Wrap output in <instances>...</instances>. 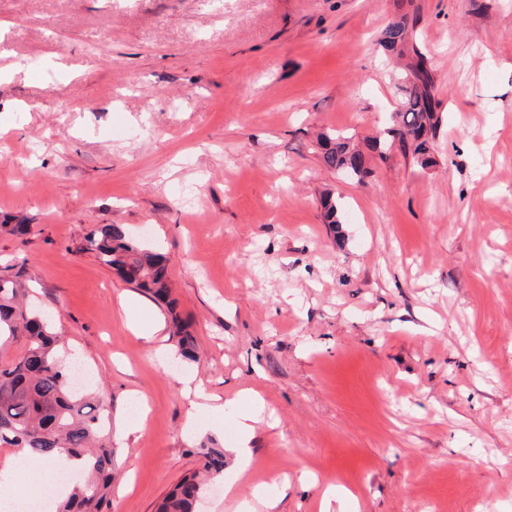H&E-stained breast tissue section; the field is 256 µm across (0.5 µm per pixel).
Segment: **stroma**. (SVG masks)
<instances>
[{"label": "stroma", "instance_id": "stroma-1", "mask_svg": "<svg viewBox=\"0 0 512 512\" xmlns=\"http://www.w3.org/2000/svg\"><path fill=\"white\" fill-rule=\"evenodd\" d=\"M405 14L432 164L395 146L347 179L317 136L384 139ZM0 47V278L24 271L111 413L106 512H156L210 438L198 512L263 482L273 512H512V0H0ZM103 224L166 254L198 361L85 251ZM185 379L225 406L194 432ZM415 27L416 18L410 22L408 17H403L400 21L390 24L382 33L381 47L387 52H398L402 55L403 50L410 43ZM258 421V416L253 413L242 415L238 420V425L242 432L243 440L239 448H233L232 450L237 457L239 469L244 468L249 460L250 448L248 447V443L252 437L254 429L253 423Z\"/></svg>", "mask_w": 512, "mask_h": 512}]
</instances>
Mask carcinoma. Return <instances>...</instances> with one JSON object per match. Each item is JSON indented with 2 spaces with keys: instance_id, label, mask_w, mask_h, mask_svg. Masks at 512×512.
I'll return each instance as SVG.
<instances>
[{
  "instance_id": "cac0c4a2",
  "label": "carcinoma",
  "mask_w": 512,
  "mask_h": 512,
  "mask_svg": "<svg viewBox=\"0 0 512 512\" xmlns=\"http://www.w3.org/2000/svg\"><path fill=\"white\" fill-rule=\"evenodd\" d=\"M415 27L416 20L407 17L390 24L382 33L381 47L403 53ZM413 54L401 77L402 99L388 136L426 166L439 124L435 80L426 55L416 48ZM318 146L328 167L359 179L367 172V156L351 146L349 137L325 133ZM85 241L86 249L124 281L164 302L168 309L175 308L164 254L144 249L122 224L95 226ZM27 296L23 281L0 280V354L19 347L15 356L0 359V446L25 448L47 460L62 454L83 458L84 482L57 503L55 512H102L115 473L111 424L104 421V409L90 393L70 387L55 325L29 307ZM170 336L176 338L183 359H197L195 338L175 315ZM198 454L204 461L202 472L185 475L158 512H195L206 481L223 475L220 443L209 439L200 444Z\"/></svg>"
}]
</instances>
